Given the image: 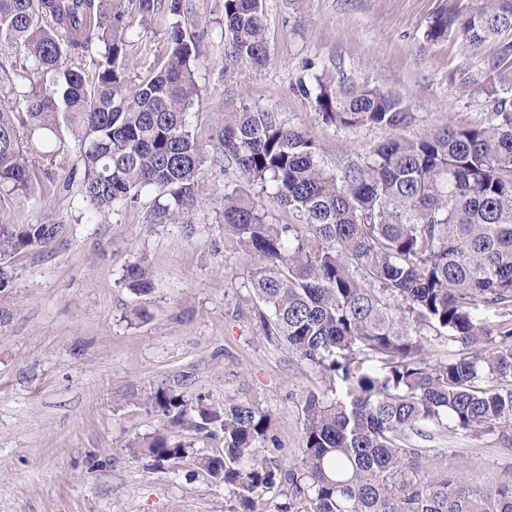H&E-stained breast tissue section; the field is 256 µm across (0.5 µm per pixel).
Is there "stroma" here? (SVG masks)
Returning a JSON list of instances; mask_svg holds the SVG:
<instances>
[{
	"label": "stroma",
	"mask_w": 512,
	"mask_h": 512,
	"mask_svg": "<svg viewBox=\"0 0 512 512\" xmlns=\"http://www.w3.org/2000/svg\"><path fill=\"white\" fill-rule=\"evenodd\" d=\"M223 3L187 0L194 28L205 32L196 73L203 100L190 109L191 122L205 124L228 93L275 109L306 130L334 172L366 161L393 132L322 123L297 91L315 75L402 97L413 113L401 130L408 137L484 119L485 100L468 84L485 68L481 57L452 39H425L435 15L467 12L476 0H263L272 62L229 89ZM234 178L230 168L199 172L205 210L192 234L180 224L148 223L151 195L104 224L82 219L71 191L11 205L12 223L53 215L65 231L51 249L16 258L14 286L0 300L10 311L0 321V512H236L223 484L192 460L156 468L127 447L162 425L148 395L184 376L189 396L216 400L248 383L272 413L289 460L298 458V399L318 381L264 335L247 289L256 258L224 240L220 202ZM135 260L151 273L150 294L121 282ZM431 445L447 449L449 466L467 465L475 484L512 479V447L496 435L448 431Z\"/></svg>",
	"instance_id": "obj_1"
}]
</instances>
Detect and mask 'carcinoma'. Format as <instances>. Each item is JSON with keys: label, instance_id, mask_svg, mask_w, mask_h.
Returning a JSON list of instances; mask_svg holds the SVG:
<instances>
[{"label": "carcinoma", "instance_id": "1", "mask_svg": "<svg viewBox=\"0 0 512 512\" xmlns=\"http://www.w3.org/2000/svg\"><path fill=\"white\" fill-rule=\"evenodd\" d=\"M186 15L185 0H0V43L17 53L0 82L19 88L18 106H0V206L53 193L41 174L67 158L64 127L78 164L62 187L79 186L93 223L154 193L167 203L150 223L192 233L199 170L233 166L224 239L258 258L248 288L268 311L265 336L321 384L300 395L296 462L246 387L221 402L190 398L186 376L149 397L163 427L128 448L156 468L192 458L237 512H258L268 492L284 498L280 512H512V480L476 486L446 452L421 446L450 427L512 447V0L438 14L425 32L486 53V77L473 80L491 102L482 123L396 135L336 173L271 108L228 99L200 136L188 110L201 100L202 60ZM156 23L165 51L136 81L129 48ZM270 61L262 0H224L225 88ZM297 90L326 125L397 130L411 119L401 97L367 84L321 75ZM262 200L302 223H267ZM64 224L0 219L1 294L13 259L51 247ZM123 282L153 290L140 262ZM482 306L501 311L495 326L477 318ZM187 431L224 448L199 454Z\"/></svg>", "mask_w": 512, "mask_h": 512}]
</instances>
